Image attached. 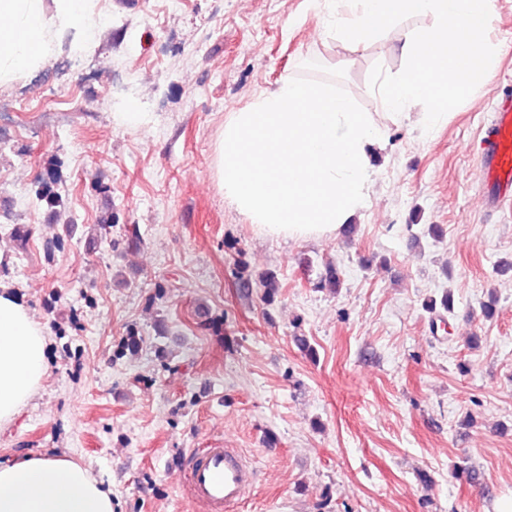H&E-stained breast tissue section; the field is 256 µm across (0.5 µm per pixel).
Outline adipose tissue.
Returning a JSON list of instances; mask_svg holds the SVG:
<instances>
[{"label":"adipose tissue","mask_w":512,"mask_h":512,"mask_svg":"<svg viewBox=\"0 0 512 512\" xmlns=\"http://www.w3.org/2000/svg\"><path fill=\"white\" fill-rule=\"evenodd\" d=\"M97 0H0V86L41 68L53 50L91 49ZM49 366L43 328L23 300L0 292V425L38 391ZM0 512H113L112 492L70 458L0 465Z\"/></svg>","instance_id":"adipose-tissue-1"}]
</instances>
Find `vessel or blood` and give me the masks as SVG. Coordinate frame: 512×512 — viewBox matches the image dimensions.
I'll use <instances>...</instances> for the list:
<instances>
[{"instance_id": "vessel-or-blood-1", "label": "vessel or blood", "mask_w": 512, "mask_h": 512, "mask_svg": "<svg viewBox=\"0 0 512 512\" xmlns=\"http://www.w3.org/2000/svg\"><path fill=\"white\" fill-rule=\"evenodd\" d=\"M480 168L486 211L512 206V94L498 98L481 139ZM257 480L255 467L237 449L212 445L192 455L187 491L206 512H229Z\"/></svg>"}]
</instances>
